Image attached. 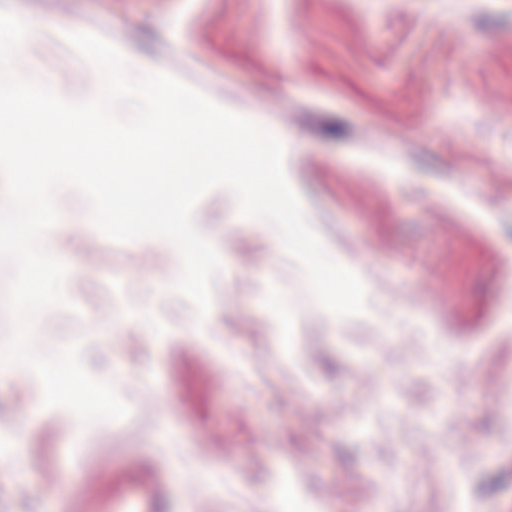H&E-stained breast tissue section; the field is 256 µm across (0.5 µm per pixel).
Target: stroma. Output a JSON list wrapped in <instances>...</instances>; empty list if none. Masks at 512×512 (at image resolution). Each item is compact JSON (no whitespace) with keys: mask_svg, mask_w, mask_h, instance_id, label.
<instances>
[{"mask_svg":"<svg viewBox=\"0 0 512 512\" xmlns=\"http://www.w3.org/2000/svg\"><path fill=\"white\" fill-rule=\"evenodd\" d=\"M58 35L118 32L159 71L285 145L324 247L363 315L310 296L273 227L206 193L194 223L222 269L212 308L159 277L168 241L57 242L75 312L44 353L116 368L130 414L78 437L35 374L0 377V512H99L120 481L156 512H499L512 502V0H0ZM173 471L161 478L159 462ZM378 484V495L363 487Z\"/></svg>","mask_w":512,"mask_h":512,"instance_id":"obj_1","label":"stroma"}]
</instances>
